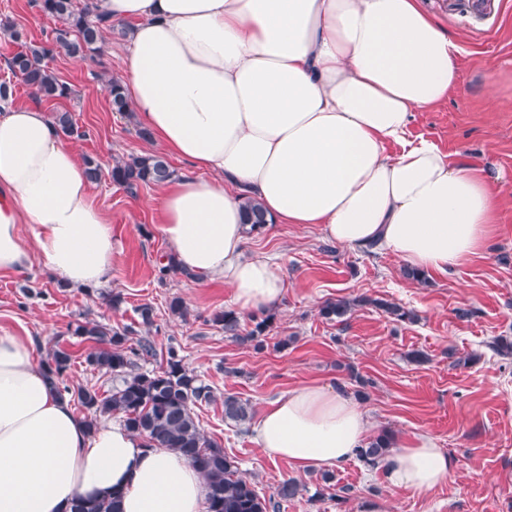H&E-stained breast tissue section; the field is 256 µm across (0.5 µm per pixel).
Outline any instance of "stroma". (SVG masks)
I'll return each instance as SVG.
<instances>
[{"instance_id":"obj_1","label":"stroma","mask_w":512,"mask_h":512,"mask_svg":"<svg viewBox=\"0 0 512 512\" xmlns=\"http://www.w3.org/2000/svg\"><path fill=\"white\" fill-rule=\"evenodd\" d=\"M458 40L461 85L448 99L417 111L409 139L425 138L452 159L502 172L497 231L488 250L427 283L406 279L403 263L390 254L341 247L310 224H269L250 235L248 254L272 258L286 283L261 348L226 337L206 325L213 312L235 309L230 288L196 282L181 274L159 280L168 246L156 230L157 185L128 193L102 180L93 194L112 225V279L100 288L61 286L40 260L18 275L0 272V332L30 341L36 358L53 349L72 356L65 380L106 392L110 374L87 367L91 341L71 335L79 321L95 320L120 329L138 322L148 303L156 316L148 331L158 353L181 346L186 367L212 386L213 402L196 406L203 434L234 456L240 472L261 494L299 477L308 490L280 512H364L367 502L381 512H512V356L494 353L491 342L512 340V0H422ZM9 18L28 39L52 37L59 23L41 15L31 0H0V19ZM122 33L113 31L102 50L82 59L64 55L48 66L69 83L74 95L47 102L48 111H68L82 138L73 139L78 157H97L104 167L151 151L134 119L112 112L104 90L120 79ZM496 85V104L484 89ZM120 294L112 305L109 295ZM180 297L186 317L167 309ZM361 298L344 323L320 314L325 301ZM384 299L413 311V322L394 320L374 307ZM420 350L428 362H413ZM303 383L330 384L350 392L370 412L377 430L396 435L434 436L455 462L445 483L411 494L391 488L381 471L351 460L334 469L337 487L349 490L344 504L312 499L319 476L296 474L287 462L271 461L258 448L250 425L224 420V397L248 401L254 415Z\"/></svg>"}]
</instances>
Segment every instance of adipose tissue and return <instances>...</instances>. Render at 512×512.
Segmentation results:
<instances>
[{"mask_svg":"<svg viewBox=\"0 0 512 512\" xmlns=\"http://www.w3.org/2000/svg\"><path fill=\"white\" fill-rule=\"evenodd\" d=\"M124 29L122 85L137 124L193 174L160 185L159 235L174 264L231 288L240 310L278 306L285 281L246 254L242 206L311 224L338 244L379 248L442 274L489 247L503 182L408 140L412 114L460 86V45L420 0H93ZM399 154L385 152L387 143ZM52 117L0 112V271L33 258L75 288L112 278V226ZM254 440L298 471L352 460L374 422L350 393L302 384L272 401ZM454 462L434 437L391 439L394 489L423 494ZM119 492L120 512H206L205 482L177 450L146 447L113 420L88 427L0 334V512H70Z\"/></svg>","mask_w":512,"mask_h":512,"instance_id":"1","label":"adipose tissue"}]
</instances>
